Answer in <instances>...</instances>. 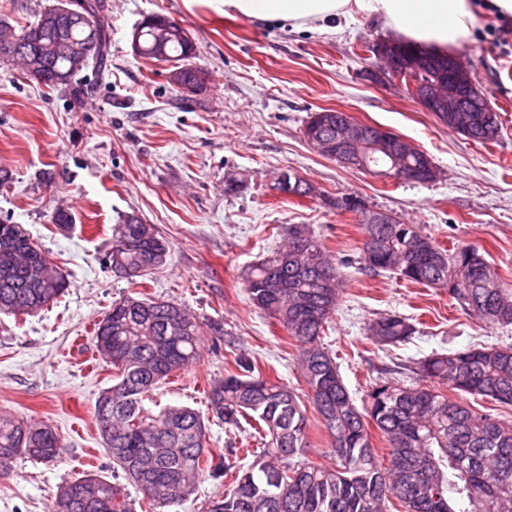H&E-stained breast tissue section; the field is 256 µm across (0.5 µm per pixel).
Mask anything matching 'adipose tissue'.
Returning a JSON list of instances; mask_svg holds the SVG:
<instances>
[{
    "mask_svg": "<svg viewBox=\"0 0 512 512\" xmlns=\"http://www.w3.org/2000/svg\"><path fill=\"white\" fill-rule=\"evenodd\" d=\"M212 9L257 20L275 21L296 30H325L339 16L376 17L418 46L443 50L459 46L475 15L468 0H206Z\"/></svg>",
    "mask_w": 512,
    "mask_h": 512,
    "instance_id": "adipose-tissue-1",
    "label": "adipose tissue"
}]
</instances>
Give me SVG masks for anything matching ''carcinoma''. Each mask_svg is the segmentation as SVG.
Here are the masks:
<instances>
[{
    "mask_svg": "<svg viewBox=\"0 0 512 512\" xmlns=\"http://www.w3.org/2000/svg\"><path fill=\"white\" fill-rule=\"evenodd\" d=\"M60 0L37 20L13 25L20 46L0 42V58L23 62L37 57L49 90L85 93L78 76L88 68L103 73L110 57V16L106 0H81L77 12L60 16ZM158 30L139 25L137 55L175 62L182 83L195 80L193 54L177 34L165 52ZM481 111L461 132L475 144L498 140L502 121L483 91L474 95ZM342 112H313L306 126L336 138ZM130 213L112 225V247L105 268H128L130 282L167 263L169 243L153 232L138 238ZM356 259L340 262L311 232L294 224L284 228L287 244L245 272L251 303L292 336L299 351L301 394L235 358L236 372L213 381L208 390L212 416L228 428L249 427L262 445L257 451L230 448L222 456L208 448V427L194 409L170 405L153 413L144 397L172 373L201 358L202 336L224 335L219 322L202 324L179 304L127 295L112 303L93 330L98 355L116 370L114 383L95 405V422L108 455L112 479L88 471L67 483L53 512H135V501L118 482L138 489L141 512H179L197 501L198 483L209 475L229 481L224 495L208 499L199 512H512V424L479 414L438 390L512 406V346H480L433 353L414 363L409 385L382 382L359 408L340 375L336 358L321 336L336 309L343 281L339 267L359 264L376 273L392 271L412 283L445 288L466 312L489 325L512 324V284L504 282L480 250L458 245L449 250L415 224H365ZM19 224L0 222V313L29 315L56 302L67 281ZM417 329L399 313H385L367 326L381 346L398 345ZM329 433L335 464L321 467L302 459L310 446L307 405ZM388 442L389 460L374 451L369 425ZM61 448L47 425L0 414V481L14 473L24 456L52 461ZM254 457L237 465L239 452Z\"/></svg>",
    "mask_w": 512,
    "mask_h": 512,
    "instance_id": "1",
    "label": "carcinoma"
}]
</instances>
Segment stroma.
Masks as SVG:
<instances>
[{
  "label": "stroma",
  "mask_w": 512,
  "mask_h": 512,
  "mask_svg": "<svg viewBox=\"0 0 512 512\" xmlns=\"http://www.w3.org/2000/svg\"><path fill=\"white\" fill-rule=\"evenodd\" d=\"M108 4L109 71L81 99L20 78L0 59V167L12 173L0 190V218L23 225L68 282L64 296L38 313L0 314V413L49 425L63 445L53 461H17L14 476L0 481V512H53L66 482L90 470L111 476L94 411L115 371L96 360L92 331L113 301L132 292L182 304L200 320L223 323L235 339L229 347L205 336L200 363L153 391L152 410L206 411L210 381L238 355L263 375L303 388L295 341L251 303L241 271L279 248L291 224L312 230L336 257L358 256L363 226L330 199H360L448 248H483L512 283V44L491 36L493 12L476 9L469 38L456 49L501 114L500 138L480 146L441 124L398 79H371L376 63L366 45L392 34L376 18L357 14L319 34L230 18L205 0L190 7L184 0ZM155 13L191 34L193 62L209 73L189 100L170 83L169 64L132 48L134 26ZM324 109L411 140L440 179L396 181L321 155L303 128ZM285 168L313 182L318 196L276 197L273 185ZM48 170L54 179L46 184L41 175ZM229 178L242 180L238 193H225ZM60 205L76 218L66 232L50 221ZM132 211L171 249L169 262L137 286L101 263L111 225ZM341 275L344 288L323 340L355 401L384 381L410 383L401 365L432 352L512 346V325H486L445 289L354 266ZM388 312L413 319L418 331L408 342L385 347L369 339L367 324Z\"/></svg>",
  "instance_id": "35a3bbf8"
}]
</instances>
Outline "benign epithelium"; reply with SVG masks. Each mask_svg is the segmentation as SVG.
I'll return each instance as SVG.
<instances>
[{
  "label": "benign epithelium",
  "mask_w": 512,
  "mask_h": 512,
  "mask_svg": "<svg viewBox=\"0 0 512 512\" xmlns=\"http://www.w3.org/2000/svg\"><path fill=\"white\" fill-rule=\"evenodd\" d=\"M376 59L383 73L399 79L406 78L414 99L435 116L442 118L446 112H457V120L463 129L475 120L473 108L465 103V95L472 88L473 80L460 58H452L447 72L428 83L420 81V75L428 66L422 55L412 54L401 58L394 50V41L390 39L378 41ZM304 137L318 151L343 166H350L357 160L364 161L362 152L366 149L379 151L392 161L396 173L399 172L398 161L417 149L413 142L385 128L351 120L337 130L333 141L322 139L318 132L312 130L305 131ZM357 218L362 224H389L393 220L386 213L368 209L357 214Z\"/></svg>",
  "instance_id": "benign-epithelium-1"
}]
</instances>
